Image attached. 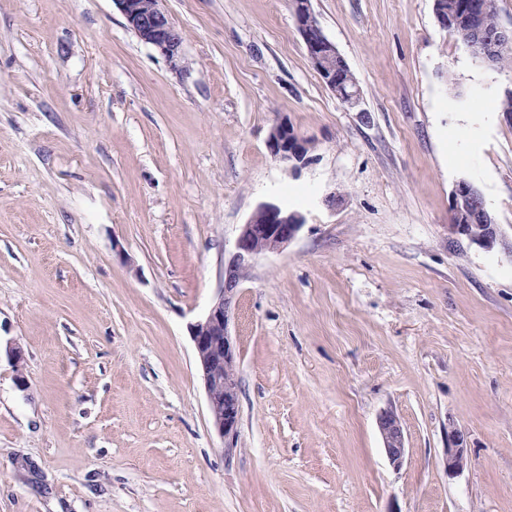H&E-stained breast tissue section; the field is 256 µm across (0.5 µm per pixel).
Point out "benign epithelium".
Segmentation results:
<instances>
[{
  "mask_svg": "<svg viewBox=\"0 0 512 512\" xmlns=\"http://www.w3.org/2000/svg\"><path fill=\"white\" fill-rule=\"evenodd\" d=\"M126 20L127 26L139 39L157 49L170 64L184 68L182 36L174 27L162 0H113ZM295 23L305 45L308 58L325 85L331 89L344 107L352 112L362 111L363 95L358 84L347 88L336 85L335 45L315 24L312 0H290ZM487 4L476 3L471 11L450 14L441 2H434L438 25L446 30L460 22L471 32L467 43L472 55L494 65L501 51L512 47V30L499 27L494 32L485 29L483 12ZM266 147L280 164L298 170L308 161V139L294 131L287 121L277 122L270 130ZM452 222L448 231L486 251L502 244L500 226L487 208L481 192L466 179L459 180L451 191L449 202ZM305 216L274 202H263L247 222L240 227L234 250L224 262V284L207 315L192 327V338L200 365L212 425L230 446L237 437L239 424V387L225 376L236 365V346L229 333V325L236 304V296L247 271L263 255L284 249L298 235ZM384 450L390 464L403 465L406 446L398 416L391 410L381 413L378 421ZM467 435L455 425L448 426L447 469L453 476L468 466Z\"/></svg>",
  "mask_w": 512,
  "mask_h": 512,
  "instance_id": "benign-epithelium-1",
  "label": "benign epithelium"
}]
</instances>
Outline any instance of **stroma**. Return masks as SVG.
<instances>
[{
	"instance_id": "obj_1",
	"label": "stroma",
	"mask_w": 512,
	"mask_h": 512,
	"mask_svg": "<svg viewBox=\"0 0 512 512\" xmlns=\"http://www.w3.org/2000/svg\"><path fill=\"white\" fill-rule=\"evenodd\" d=\"M163 7L181 69L112 0H0V512H512V69L434 0H312L350 112L289 0ZM281 119L312 141L295 172ZM462 178L493 251L448 231ZM268 200L307 222L241 283L228 448L190 327ZM290 6L295 23L305 45L308 58L325 85L331 89L348 111H363V95L357 80L335 45L316 26L311 0H291ZM336 76L343 82L353 83L348 88L336 87ZM355 83V84H354ZM266 147L277 162L292 170L297 171L308 161V139L295 132L285 120L273 125ZM378 428L390 464L396 468L401 467L406 455V446L398 416L391 410L382 412L379 416ZM467 435L455 425L448 427L447 469L449 476L461 472L468 466Z\"/></svg>"
}]
</instances>
